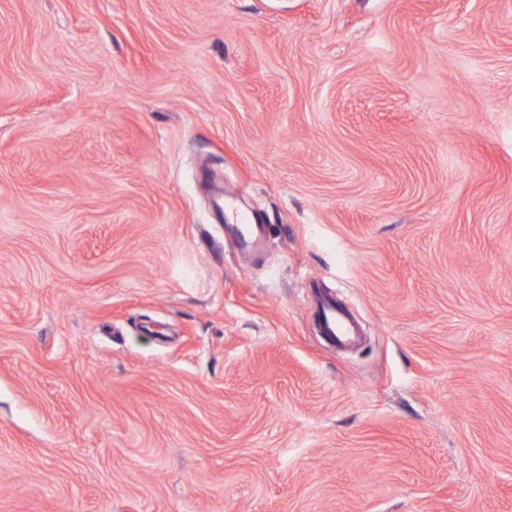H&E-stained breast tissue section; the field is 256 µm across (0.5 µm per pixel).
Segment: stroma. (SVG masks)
<instances>
[{"mask_svg":"<svg viewBox=\"0 0 512 512\" xmlns=\"http://www.w3.org/2000/svg\"><path fill=\"white\" fill-rule=\"evenodd\" d=\"M0 512H512V0H0ZM319 307L323 313L327 333L335 336L343 342L351 341L357 333L349 318L340 310L336 309L333 300L321 298Z\"/></svg>","mask_w":512,"mask_h":512,"instance_id":"obj_1","label":"stroma"}]
</instances>
